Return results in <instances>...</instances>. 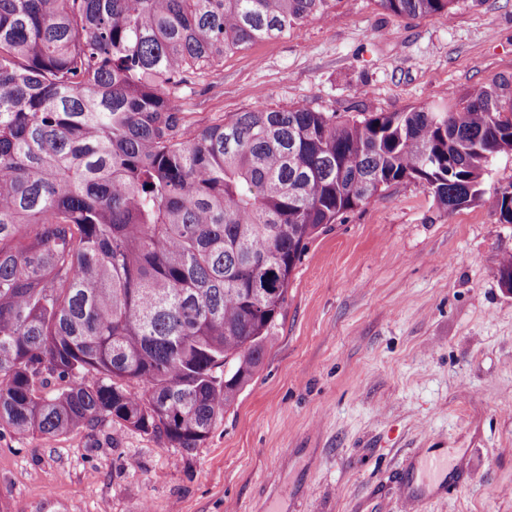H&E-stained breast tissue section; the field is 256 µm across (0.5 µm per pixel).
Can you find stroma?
<instances>
[{
  "label": "stroma",
  "mask_w": 512,
  "mask_h": 512,
  "mask_svg": "<svg viewBox=\"0 0 512 512\" xmlns=\"http://www.w3.org/2000/svg\"><path fill=\"white\" fill-rule=\"evenodd\" d=\"M512 81V0L453 17L332 0L227 55L183 100L207 122L252 107L401 112ZM512 224L441 209L404 181L310 240L252 378L198 448L104 422L0 432V512H415L413 462L448 453L424 512H512Z\"/></svg>",
  "instance_id": "stroma-1"
}]
</instances>
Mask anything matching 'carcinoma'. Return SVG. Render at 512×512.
<instances>
[{
    "instance_id": "carcinoma-1",
    "label": "carcinoma",
    "mask_w": 512,
    "mask_h": 512,
    "mask_svg": "<svg viewBox=\"0 0 512 512\" xmlns=\"http://www.w3.org/2000/svg\"><path fill=\"white\" fill-rule=\"evenodd\" d=\"M329 2L0 0L1 426L109 419L191 450L260 365L328 225L402 181L512 224V182L482 189L512 154L506 80L406 112L188 119L187 84ZM378 2L450 18L462 0ZM498 275L512 291V254ZM512 181V154H500L496 156L484 176L483 189L485 195H489L496 188L505 186Z\"/></svg>"
}]
</instances>
